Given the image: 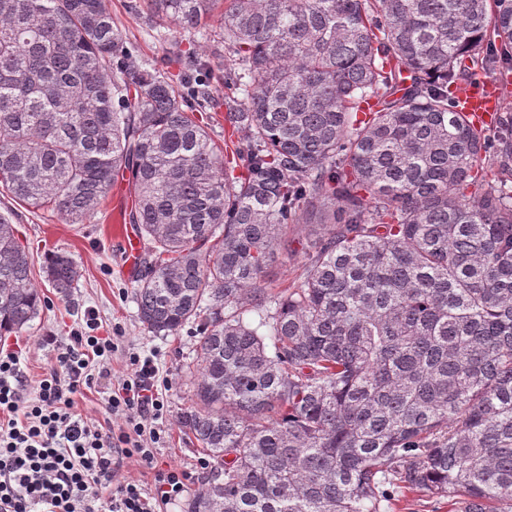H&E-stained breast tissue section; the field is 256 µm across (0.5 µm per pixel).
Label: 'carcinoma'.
<instances>
[{"mask_svg": "<svg viewBox=\"0 0 512 512\" xmlns=\"http://www.w3.org/2000/svg\"><path fill=\"white\" fill-rule=\"evenodd\" d=\"M221 3L222 99L205 53L141 64L105 0H0V189L73 222L127 178L139 318L199 336L180 420L215 464L186 512H390L404 491L512 512V113L493 142L451 97L512 60V0L146 7L198 29ZM294 242L300 274L265 282ZM44 272L64 295L78 277L64 252ZM40 306L0 214V334ZM196 119L207 127L212 140L224 146V111L223 112H194Z\"/></svg>", "mask_w": 512, "mask_h": 512, "instance_id": "carcinoma-1", "label": "carcinoma"}]
</instances>
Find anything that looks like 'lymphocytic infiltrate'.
I'll list each match as a JSON object with an SVG mask.
<instances>
[{"label": "lymphocytic infiltrate", "mask_w": 512, "mask_h": 512, "mask_svg": "<svg viewBox=\"0 0 512 512\" xmlns=\"http://www.w3.org/2000/svg\"><path fill=\"white\" fill-rule=\"evenodd\" d=\"M95 315L60 339L45 337L51 363L28 389L20 356L0 350V512H158L186 488V476L154 455L167 419V379L151 356L130 354L112 374L117 336H102ZM116 378L103 402L113 425L77 413L75 398ZM134 460L156 467L153 490L126 478Z\"/></svg>", "instance_id": "lymphocytic-infiltrate-1"}]
</instances>
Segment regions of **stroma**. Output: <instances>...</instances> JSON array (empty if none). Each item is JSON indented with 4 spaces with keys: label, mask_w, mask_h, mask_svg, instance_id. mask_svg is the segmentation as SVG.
I'll return each instance as SVG.
<instances>
[{
    "label": "stroma",
    "mask_w": 512,
    "mask_h": 512,
    "mask_svg": "<svg viewBox=\"0 0 512 512\" xmlns=\"http://www.w3.org/2000/svg\"><path fill=\"white\" fill-rule=\"evenodd\" d=\"M131 0H107L112 16L127 39V46L140 61L157 64L167 56L170 41L184 50L195 51L203 40L199 32L173 25L161 26L148 13L130 10ZM12 213L19 237L33 255L35 285L41 293L39 315L21 331L0 336V341L21 348V366L29 387H36L49 356L41 346L47 336L68 335L71 328L84 323L88 313H95L104 330H117L121 352L115 355V371L125 369V352L153 355L161 375L172 381L166 393L169 423L164 442L155 456L158 463L176 468L188 476L183 498L164 507L163 512H185L186 502L201 488L207 472L201 469L203 452L193 446L180 416L191 399L189 370L197 339L188 330L175 336H156L138 316L135 302L137 286L134 275L124 265L122 246L117 239L121 215L115 214L112 201H105L96 217L79 224L65 223L52 211L34 209L14 201L0 191V213ZM50 251L70 254L80 265V276L68 296L57 294L43 271L44 255Z\"/></svg>",
    "instance_id": "1"
}]
</instances>
